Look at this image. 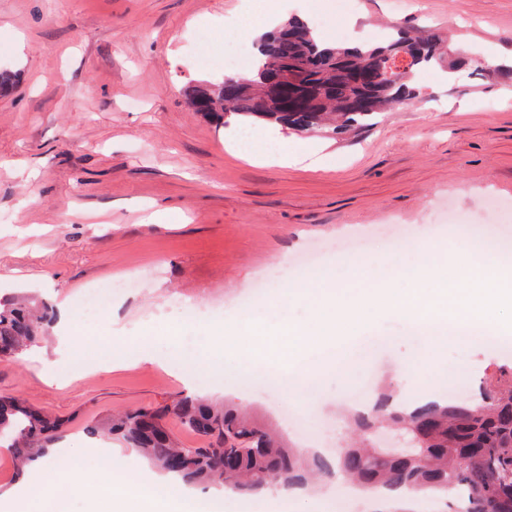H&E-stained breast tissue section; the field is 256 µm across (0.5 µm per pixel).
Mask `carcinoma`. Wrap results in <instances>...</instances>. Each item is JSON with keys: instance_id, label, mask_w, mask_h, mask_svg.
<instances>
[{"instance_id": "carcinoma-1", "label": "carcinoma", "mask_w": 512, "mask_h": 512, "mask_svg": "<svg viewBox=\"0 0 512 512\" xmlns=\"http://www.w3.org/2000/svg\"><path fill=\"white\" fill-rule=\"evenodd\" d=\"M445 61L453 70L482 69L478 60L447 59L435 32L413 37L398 28L381 44L336 46L294 16L261 40L250 76L193 85L187 100L217 125L234 115L242 124L335 133L411 104L419 95L412 86L416 74ZM52 317L46 304L0 303V360L18 359L43 338ZM170 418L203 446H180L166 428ZM390 420L401 425L413 451H389L374 442L349 448L333 462L286 446L271 426L237 408L198 398L141 406L88 433L106 429L175 479L195 485L222 481L241 497L274 485L302 486L316 471L371 489L451 492L466 499V512H512V373L483 382L474 403H416L390 412ZM64 426L20 399L0 398V446L12 449L19 470L43 457Z\"/></svg>"}]
</instances>
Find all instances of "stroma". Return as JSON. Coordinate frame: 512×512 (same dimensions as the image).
<instances>
[{
  "instance_id": "1",
  "label": "stroma",
  "mask_w": 512,
  "mask_h": 512,
  "mask_svg": "<svg viewBox=\"0 0 512 512\" xmlns=\"http://www.w3.org/2000/svg\"><path fill=\"white\" fill-rule=\"evenodd\" d=\"M354 22L370 29L403 23L440 32L449 51L468 47L484 72L447 78L419 73L418 100L351 136L289 134L323 147L329 170L250 163L230 153L239 124L219 127L193 112L185 90L224 75V23L273 27L307 16L305 0H0V293L69 302L87 336L73 365L58 348V326L19 360L0 361V395L66 422L58 470L81 465L92 444L122 450L142 478L156 470L115 436L87 427L144 405L205 389L211 400L253 408L293 444L298 427L279 412L295 406L281 379L288 362L249 364L235 391L198 370L213 311L236 316L290 311L274 291L314 266L373 260L392 249L427 247L445 265L455 232L441 215L467 216L489 200L512 202V80L486 76L493 52H512V0H355ZM137 287L103 298L94 317L82 303L107 277ZM116 336H134L156 359L105 365ZM507 348L486 338L449 345L450 380L428 389L401 385L392 366L424 354L420 337L386 316L352 338L355 356L327 372L308 409L333 458L355 446L346 392L366 378L413 399L449 384L474 398L485 377L512 371ZM8 449L0 448V512H30ZM374 497L326 479L289 489L284 512H376Z\"/></svg>"
}]
</instances>
